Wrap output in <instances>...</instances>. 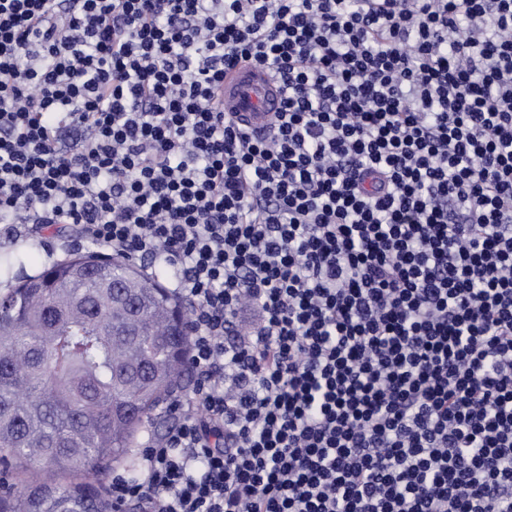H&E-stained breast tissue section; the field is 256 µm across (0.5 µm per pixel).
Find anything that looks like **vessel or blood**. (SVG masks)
I'll list each match as a JSON object with an SVG mask.
<instances>
[{"mask_svg": "<svg viewBox=\"0 0 512 512\" xmlns=\"http://www.w3.org/2000/svg\"><path fill=\"white\" fill-rule=\"evenodd\" d=\"M278 84L271 74L248 61H237L224 71L218 108L241 126L262 134L272 125L280 107Z\"/></svg>", "mask_w": 512, "mask_h": 512, "instance_id": "b4317fda", "label": "vessel or blood"}]
</instances>
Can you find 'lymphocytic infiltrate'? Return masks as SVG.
Wrapping results in <instances>:
<instances>
[{"label": "lymphocytic infiltrate", "mask_w": 512, "mask_h": 512, "mask_svg": "<svg viewBox=\"0 0 512 512\" xmlns=\"http://www.w3.org/2000/svg\"><path fill=\"white\" fill-rule=\"evenodd\" d=\"M270 136L220 112L239 59ZM0 223L172 269L138 512H512V0H0ZM280 101L278 84L268 71L243 60L224 70V91L217 93L218 108L250 131L265 133Z\"/></svg>", "instance_id": "f902f5d3"}]
</instances>
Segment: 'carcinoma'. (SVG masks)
Listing matches in <instances>:
<instances>
[{"mask_svg":"<svg viewBox=\"0 0 512 512\" xmlns=\"http://www.w3.org/2000/svg\"><path fill=\"white\" fill-rule=\"evenodd\" d=\"M128 261L72 253L0 292V512H112L95 482L188 371V317ZM64 475L72 476L62 482Z\"/></svg>","mask_w":512,"mask_h":512,"instance_id":"carcinoma-1","label":"carcinoma"}]
</instances>
